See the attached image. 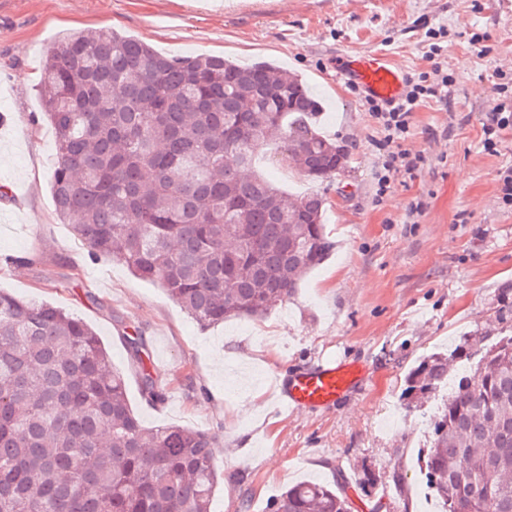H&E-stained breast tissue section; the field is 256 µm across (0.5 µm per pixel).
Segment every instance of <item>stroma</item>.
<instances>
[{
    "label": "stroma",
    "mask_w": 512,
    "mask_h": 512,
    "mask_svg": "<svg viewBox=\"0 0 512 512\" xmlns=\"http://www.w3.org/2000/svg\"><path fill=\"white\" fill-rule=\"evenodd\" d=\"M440 27L451 104L432 100L415 112L406 146L424 161L375 202L381 131L363 96L337 76L336 59L381 52L405 74L428 72L425 32ZM96 29L169 56L268 61L320 100L321 130L348 152L344 173L310 183L274 143L256 166L289 194L323 195L336 249L266 317L201 327L159 284L120 261L90 260L61 223L51 191L55 139L36 83L56 42ZM476 34L486 53L473 45ZM501 104L512 107V0H0V290L91 324L145 426L216 435L213 512H239L246 496L250 512H266L269 499L302 480L341 485L352 512H428L416 454L440 400L408 409L400 393L423 357L499 328L495 294L512 280V208L500 200L512 130L498 153L484 152L481 115ZM418 200L423 213L406 223ZM7 255L26 262L4 263ZM126 323L139 327L166 384L160 407L140 398ZM328 355L364 364L367 383L327 411L282 408L274 378Z\"/></svg>",
    "instance_id": "1"
}]
</instances>
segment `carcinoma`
<instances>
[{
  "label": "carcinoma",
  "instance_id": "cac0c4a2",
  "mask_svg": "<svg viewBox=\"0 0 512 512\" xmlns=\"http://www.w3.org/2000/svg\"><path fill=\"white\" fill-rule=\"evenodd\" d=\"M55 132L52 196L93 260L161 285L200 326L263 317L336 247L325 199H289L254 170L272 141L315 182L346 169L316 128L320 106L272 64L167 57L107 29L60 41L38 82ZM496 336L424 359L402 400L432 398L463 366L432 420L423 462L445 512H512V282ZM151 406L167 400L147 342L124 330ZM216 439L147 428L95 330L60 307L0 291V512H212ZM268 512H351L344 492L295 484Z\"/></svg>",
  "mask_w": 512,
  "mask_h": 512
}]
</instances>
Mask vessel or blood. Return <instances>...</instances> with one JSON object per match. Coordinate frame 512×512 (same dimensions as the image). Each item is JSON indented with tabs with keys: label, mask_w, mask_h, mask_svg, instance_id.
Returning <instances> with one entry per match:
<instances>
[{
	"label": "vessel or blood",
	"mask_w": 512,
	"mask_h": 512,
	"mask_svg": "<svg viewBox=\"0 0 512 512\" xmlns=\"http://www.w3.org/2000/svg\"><path fill=\"white\" fill-rule=\"evenodd\" d=\"M336 68L368 97L394 101L402 95L405 75L382 53L346 54ZM365 378L364 365L332 356L277 381L275 392L279 403L290 411L326 410L345 400Z\"/></svg>",
	"instance_id": "obj_1"
}]
</instances>
